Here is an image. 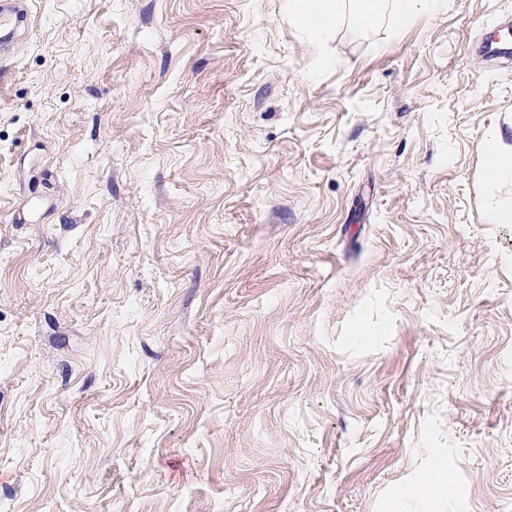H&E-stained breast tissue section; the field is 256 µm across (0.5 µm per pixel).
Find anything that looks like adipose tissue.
<instances>
[{
	"label": "adipose tissue",
	"instance_id": "obj_1",
	"mask_svg": "<svg viewBox=\"0 0 512 512\" xmlns=\"http://www.w3.org/2000/svg\"><path fill=\"white\" fill-rule=\"evenodd\" d=\"M428 0H288V16L293 25L321 37L334 28L340 11H347L360 29L370 31L381 22L384 5L405 18L427 4Z\"/></svg>",
	"mask_w": 512,
	"mask_h": 512
}]
</instances>
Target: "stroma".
<instances>
[{
	"label": "stroma",
	"instance_id": "stroma-1",
	"mask_svg": "<svg viewBox=\"0 0 512 512\" xmlns=\"http://www.w3.org/2000/svg\"><path fill=\"white\" fill-rule=\"evenodd\" d=\"M31 7L0 512H512V0L321 39L284 0ZM500 142L497 133H491L487 139L488 150L496 159V163L487 170V176L491 180L497 179L506 172L512 174V155L503 154L500 151Z\"/></svg>",
	"mask_w": 512,
	"mask_h": 512
}]
</instances>
